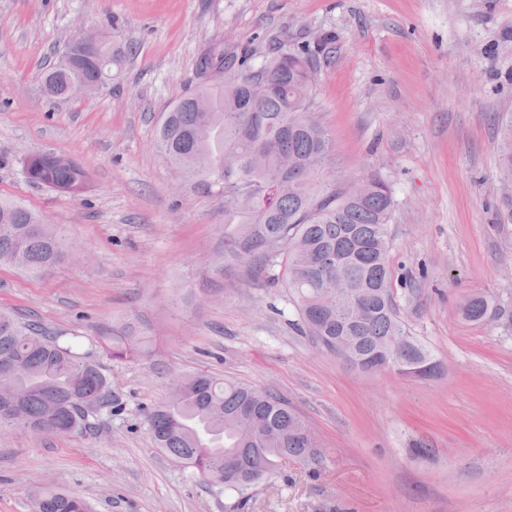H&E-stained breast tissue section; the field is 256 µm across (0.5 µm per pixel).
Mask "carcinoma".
Masks as SVG:
<instances>
[{"label":"carcinoma","instance_id":"1","mask_svg":"<svg viewBox=\"0 0 512 512\" xmlns=\"http://www.w3.org/2000/svg\"><path fill=\"white\" fill-rule=\"evenodd\" d=\"M67 44L44 75L53 97H66L75 79L97 82L100 66H77ZM132 48L112 47V78L122 73ZM219 66L239 79H269L277 91L242 110L243 93L233 85L204 81L176 102L159 128L157 148L177 169L222 185L224 251L211 261L217 277L245 264L253 270L283 267L300 322L323 347L362 372L379 371L378 361L394 354L409 366L437 361L410 335L392 300L385 261L393 201L375 180L357 197L338 182L325 184L330 142L310 112L317 68L299 49L281 50L259 65H236L224 45L209 46L197 71ZM292 155L297 170L267 181L275 153ZM41 184L62 193L89 186L78 163L62 164L54 154L29 156ZM73 245L60 228L22 202L0 197V264L41 277L60 265ZM491 301L474 295L462 313L472 322L489 315ZM144 338L133 329L112 337L106 353L124 360L140 352ZM14 392L12 408L0 405V430L44 435L82 430L88 417L111 404V388L99 364L77 350L65 334L45 335L0 311V389ZM145 422L157 447L210 483L245 503L249 490L279 474L290 458L318 466L304 422L277 393L207 374L178 379L167 398L148 410ZM235 466L224 468V455ZM32 512H92L83 498L50 487L30 492Z\"/></svg>","mask_w":512,"mask_h":512}]
</instances>
